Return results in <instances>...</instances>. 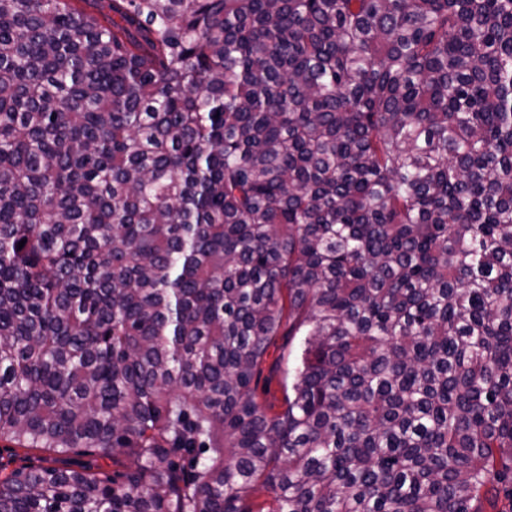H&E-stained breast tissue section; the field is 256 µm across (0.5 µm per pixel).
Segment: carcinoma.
<instances>
[{
    "label": "carcinoma",
    "mask_w": 512,
    "mask_h": 512,
    "mask_svg": "<svg viewBox=\"0 0 512 512\" xmlns=\"http://www.w3.org/2000/svg\"><path fill=\"white\" fill-rule=\"evenodd\" d=\"M1 441L126 471L0 512H512V0H0Z\"/></svg>",
    "instance_id": "carcinoma-1"
}]
</instances>
